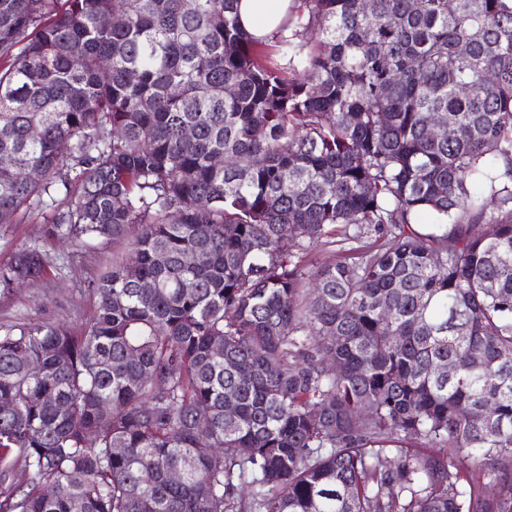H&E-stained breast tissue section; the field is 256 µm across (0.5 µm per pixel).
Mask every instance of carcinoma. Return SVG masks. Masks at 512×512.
<instances>
[{
	"label": "carcinoma",
	"instance_id": "1",
	"mask_svg": "<svg viewBox=\"0 0 512 512\" xmlns=\"http://www.w3.org/2000/svg\"><path fill=\"white\" fill-rule=\"evenodd\" d=\"M295 2L0 0V224L137 256L0 326V512H512V0ZM292 0H240L241 26L255 38H270L287 19ZM366 243H354L348 242L346 244L337 243L336 246L332 244L328 245H317L314 246L307 254L306 260L309 267L312 268L314 266H320L324 264H328L333 261H338L343 259L344 256L349 255V253L344 252V249H349L351 247H357L365 245Z\"/></svg>",
	"mask_w": 512,
	"mask_h": 512
}]
</instances>
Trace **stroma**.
<instances>
[{"label":"stroma","mask_w":512,"mask_h":512,"mask_svg":"<svg viewBox=\"0 0 512 512\" xmlns=\"http://www.w3.org/2000/svg\"><path fill=\"white\" fill-rule=\"evenodd\" d=\"M55 209L45 204L24 207L13 223L0 224V269L6 268L15 253L34 247L46 254L43 275L21 287L0 290V325L66 321L78 326L93 313V287L113 260L125 256V248L108 241L88 246H67L48 238Z\"/></svg>","instance_id":"obj_1"}]
</instances>
